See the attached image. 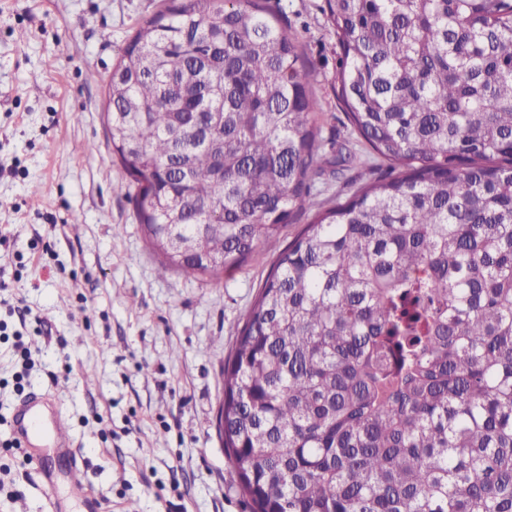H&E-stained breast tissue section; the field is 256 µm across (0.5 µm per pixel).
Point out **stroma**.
Returning a JSON list of instances; mask_svg holds the SVG:
<instances>
[{
    "label": "stroma",
    "mask_w": 512,
    "mask_h": 512,
    "mask_svg": "<svg viewBox=\"0 0 512 512\" xmlns=\"http://www.w3.org/2000/svg\"><path fill=\"white\" fill-rule=\"evenodd\" d=\"M323 0H267L303 46L332 166L315 201L331 206L371 181L369 149L334 94L340 53ZM162 0H0V439L34 392L60 399L99 512H249L214 428L223 372L243 316L279 254L280 234L219 284L157 274L104 119L108 81ZM344 164H337V157ZM24 339L34 365L23 370ZM94 384H86V373ZM14 468L0 512H44L33 466Z\"/></svg>",
    "instance_id": "1"
}]
</instances>
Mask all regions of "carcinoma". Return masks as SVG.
<instances>
[{
    "label": "carcinoma",
    "mask_w": 512,
    "mask_h": 512,
    "mask_svg": "<svg viewBox=\"0 0 512 512\" xmlns=\"http://www.w3.org/2000/svg\"><path fill=\"white\" fill-rule=\"evenodd\" d=\"M264 2L167 0L112 70L118 190L161 276L240 265L331 163ZM323 12L336 98L389 175L318 212L244 314L231 480L251 512H512V0Z\"/></svg>",
    "instance_id": "1"
}]
</instances>
